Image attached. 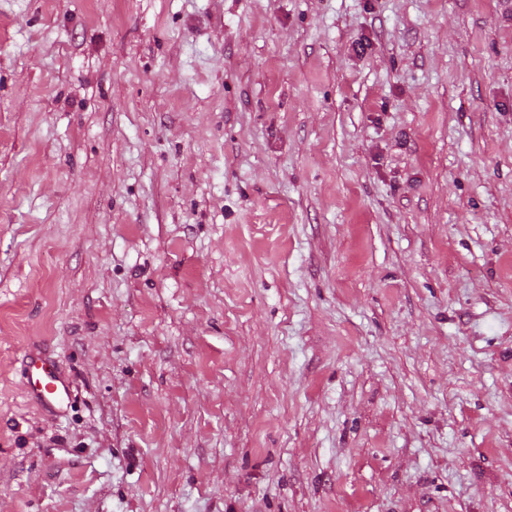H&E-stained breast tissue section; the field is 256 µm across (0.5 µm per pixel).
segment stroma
<instances>
[{
	"mask_svg": "<svg viewBox=\"0 0 512 512\" xmlns=\"http://www.w3.org/2000/svg\"><path fill=\"white\" fill-rule=\"evenodd\" d=\"M0 316V512H512V0H0ZM26 362L27 394L58 413L64 412L72 396L69 380L58 374L50 359L40 354L29 355ZM34 370L38 373L37 378H34Z\"/></svg>",
	"mask_w": 512,
	"mask_h": 512,
	"instance_id": "obj_1",
	"label": "stroma"
}]
</instances>
